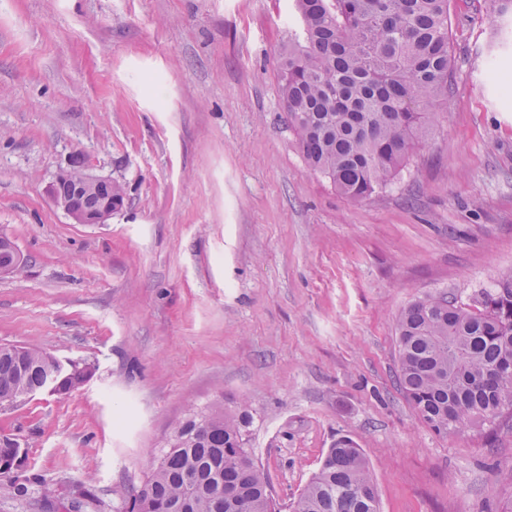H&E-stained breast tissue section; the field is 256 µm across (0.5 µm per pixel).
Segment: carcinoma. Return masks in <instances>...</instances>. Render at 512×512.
Segmentation results:
<instances>
[{"label":"carcinoma","mask_w":512,"mask_h":512,"mask_svg":"<svg viewBox=\"0 0 512 512\" xmlns=\"http://www.w3.org/2000/svg\"><path fill=\"white\" fill-rule=\"evenodd\" d=\"M303 28L288 34L280 89L312 170L362 200L404 165L448 97V0H296ZM474 312L444 294L407 305L396 320L399 384L437 433L512 414V274L481 292ZM66 395L91 369L67 373L36 349L0 346V398H31L49 376ZM244 410L224 401L190 413L159 451L124 512H276L265 472L246 448ZM0 437V464L21 457ZM292 512H379L362 449L341 438Z\"/></svg>","instance_id":"cac0c4a2"}]
</instances>
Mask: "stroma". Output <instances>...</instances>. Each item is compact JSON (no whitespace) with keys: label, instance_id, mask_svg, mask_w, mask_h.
<instances>
[{"label":"stroma","instance_id":"35a3bbf8","mask_svg":"<svg viewBox=\"0 0 512 512\" xmlns=\"http://www.w3.org/2000/svg\"><path fill=\"white\" fill-rule=\"evenodd\" d=\"M295 0H0V345L91 367L0 406L26 455L0 512H122L190 411L249 414L288 505L337 438L381 512H512V418L440 434L398 382L395 318L512 273V16L449 0L438 120L364 200L307 166L279 62ZM82 163L125 203L77 224L48 188Z\"/></svg>","mask_w":512,"mask_h":512}]
</instances>
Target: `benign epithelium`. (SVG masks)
I'll list each match as a JSON object with an SVG mask.
<instances>
[{
    "label": "benign epithelium",
    "mask_w": 512,
    "mask_h": 512,
    "mask_svg": "<svg viewBox=\"0 0 512 512\" xmlns=\"http://www.w3.org/2000/svg\"><path fill=\"white\" fill-rule=\"evenodd\" d=\"M115 186L111 179L92 176L74 166L57 176L51 199L77 224H104L123 207L114 199Z\"/></svg>",
    "instance_id": "1"
}]
</instances>
